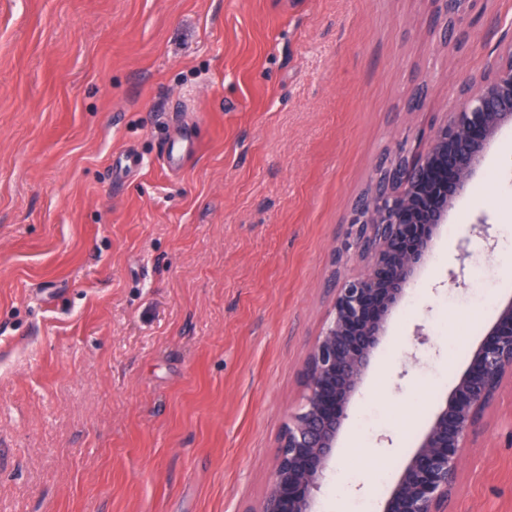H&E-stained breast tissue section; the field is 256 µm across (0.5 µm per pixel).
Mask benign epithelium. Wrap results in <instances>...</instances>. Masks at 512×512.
Returning <instances> with one entry per match:
<instances>
[{"instance_id": "obj_1", "label": "benign epithelium", "mask_w": 512, "mask_h": 512, "mask_svg": "<svg viewBox=\"0 0 512 512\" xmlns=\"http://www.w3.org/2000/svg\"><path fill=\"white\" fill-rule=\"evenodd\" d=\"M506 128H512V42L491 72L468 80L460 106L432 129L424 152L398 153L381 169L374 194L355 205L350 224L368 264L336 289L332 318L305 364L304 403L279 441L259 512H313L345 405L386 335L389 317L430 260L448 211L467 193ZM511 374L512 299L422 436L383 512H447L461 451Z\"/></svg>"}]
</instances>
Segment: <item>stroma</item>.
<instances>
[{
  "instance_id": "35a3bbf8",
  "label": "stroma",
  "mask_w": 512,
  "mask_h": 512,
  "mask_svg": "<svg viewBox=\"0 0 512 512\" xmlns=\"http://www.w3.org/2000/svg\"><path fill=\"white\" fill-rule=\"evenodd\" d=\"M444 25L437 0H0V512H259L364 266L351 211L496 64L512 0ZM448 224L347 407L350 492L316 512L383 504L480 340L459 327L512 297V129ZM450 512H512L510 378ZM195 148V143L188 136H183L167 146L162 159L167 168L176 171L182 166L186 155L192 153Z\"/></svg>"
}]
</instances>
